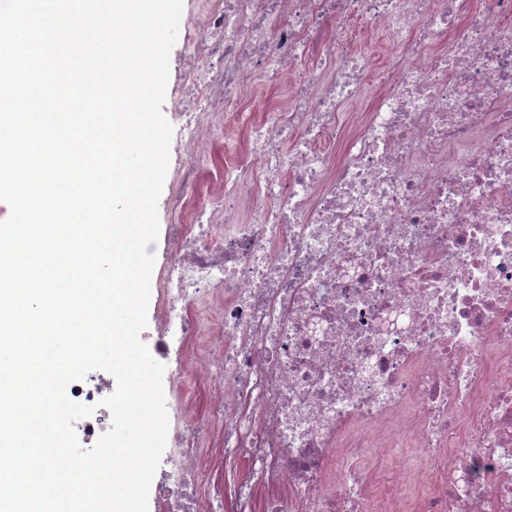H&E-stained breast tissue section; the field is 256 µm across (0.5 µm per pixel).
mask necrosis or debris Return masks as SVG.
Instances as JSON below:
<instances>
[{"label":"necrosis or debris","mask_w":512,"mask_h":512,"mask_svg":"<svg viewBox=\"0 0 512 512\" xmlns=\"http://www.w3.org/2000/svg\"><path fill=\"white\" fill-rule=\"evenodd\" d=\"M193 32L153 348L205 398L160 512H512V0H205ZM111 393L67 391L86 447Z\"/></svg>","instance_id":"4bbe7bcc"}]
</instances>
